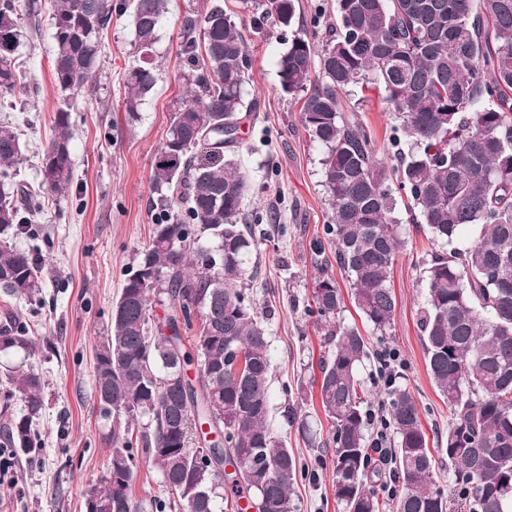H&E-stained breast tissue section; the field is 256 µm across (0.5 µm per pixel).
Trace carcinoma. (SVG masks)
Returning <instances> with one entry per match:
<instances>
[{"label":"carcinoma","mask_w":512,"mask_h":512,"mask_svg":"<svg viewBox=\"0 0 512 512\" xmlns=\"http://www.w3.org/2000/svg\"><path fill=\"white\" fill-rule=\"evenodd\" d=\"M172 0H54L52 74L59 95L43 157L58 145L50 188L11 192L23 145L0 124V294L39 299L43 267L6 237L30 233L35 200L65 195L73 181V100L101 70L99 38L113 12L131 19L137 59L126 74L122 107L139 116L156 81L154 56ZM38 0H0V92L15 91L25 39L21 14L37 18ZM299 0H254L253 27H289ZM186 96L154 161L155 222L136 269L112 304L95 349L94 399L112 419L107 471L85 497V512H297L304 465L270 422L272 356L268 329L244 287L257 241L241 224L249 185L236 146L245 108L247 42L214 3L181 22ZM281 88L301 96L300 121L324 149L322 186L332 209L336 265L350 297L374 329L390 326L396 296L390 272L402 246L393 217L404 193L411 221L435 241L453 242L474 226L476 243L432 256L420 315L426 364L448 402L446 446L454 491L469 512H512V0H336L320 34H297L278 62ZM370 82L400 121L396 163L375 158L368 126L345 115L342 94ZM179 313L154 319L152 297ZM333 277L314 279L309 315L327 352L319 361V401L331 423L333 492L342 512H448L417 401L404 386L388 390L396 491L379 496L367 466V399L359 379L366 338L345 324ZM201 327L193 349L180 328ZM30 327L13 316L0 325V354L35 353ZM244 359V368L237 367ZM196 365L198 384L181 391L169 374ZM0 394V447H41L38 420L45 379L19 366ZM23 409L15 413L13 401ZM213 421L224 438L196 433ZM469 433L479 456L457 447ZM162 478L166 496L136 499L137 463ZM234 470L229 478L224 466Z\"/></svg>","instance_id":"1"}]
</instances>
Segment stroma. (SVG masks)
I'll list each match as a JSON object with an SVG mask.
<instances>
[{
	"label": "stroma",
	"instance_id": "1",
	"mask_svg": "<svg viewBox=\"0 0 512 512\" xmlns=\"http://www.w3.org/2000/svg\"><path fill=\"white\" fill-rule=\"evenodd\" d=\"M40 2L39 28L28 34L17 61L23 88L0 97V123L18 127L25 143V159L14 178L18 187L38 184L41 154L59 107L51 70L53 2ZM209 2L173 0L156 46L157 83L134 121L122 110L126 73L136 59L131 26L128 16L113 15L102 36V71L79 92L71 113L72 188L65 196L42 198V209L32 218L33 235L13 240L16 247L39 250L42 300L0 297V317L9 312L26 321L39 347L25 360L0 357V390L11 367L38 370L46 377L45 410L39 421L43 446L31 457L14 455L8 481L0 485V512H84L85 492L107 470L112 423L99 415L93 396L96 338L152 233L154 160L170 126L172 105L183 94L181 17ZM223 2L248 42L246 99L256 104L241 123L235 153L250 183L244 210L273 216L257 229L248 282L271 336V423L315 473L296 486L298 512H339L329 449L307 447L295 426L304 419L318 424L320 432L329 428L317 396L325 346L308 314L319 274L312 247L326 241L332 215L321 185L324 151L300 122L298 98L280 88L278 61L294 29L269 24L253 32L250 0ZM345 109L369 126L377 158L393 162L396 120L380 90L371 84L352 88ZM394 216L405 245L391 271L397 299L393 321L384 331L374 330L351 305L343 318L368 341L371 358L361 379L370 404L387 402L374 380L373 355L393 347L400 354L398 383L415 396L429 445L437 448L448 434V403L429 376L419 319L425 270L432 254L449 246L410 224L404 198H397Z\"/></svg>",
	"mask_w": 512,
	"mask_h": 512
}]
</instances>
